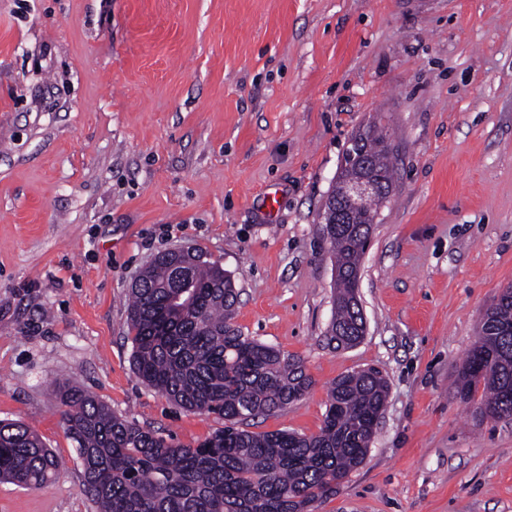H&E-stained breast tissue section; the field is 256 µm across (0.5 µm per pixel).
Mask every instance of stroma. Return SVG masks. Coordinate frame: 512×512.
<instances>
[{
    "instance_id": "stroma-1",
    "label": "stroma",
    "mask_w": 512,
    "mask_h": 512,
    "mask_svg": "<svg viewBox=\"0 0 512 512\" xmlns=\"http://www.w3.org/2000/svg\"><path fill=\"white\" fill-rule=\"evenodd\" d=\"M376 121L397 191L360 269L366 335L335 349L320 208ZM181 246L314 381L250 431L318 434L340 375L385 376L364 463L314 512H512V420L455 391L512 285V0H0V420L60 463L0 482V512H96L55 384L177 445L223 427L131 366L129 289Z\"/></svg>"
}]
</instances>
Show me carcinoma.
Returning a JSON list of instances; mask_svg holds the SVG:
<instances>
[{
  "label": "carcinoma",
  "instance_id": "1",
  "mask_svg": "<svg viewBox=\"0 0 512 512\" xmlns=\"http://www.w3.org/2000/svg\"><path fill=\"white\" fill-rule=\"evenodd\" d=\"M361 150L393 179V150L369 126ZM387 199L365 201L352 224H329L322 239L337 269L330 341L351 347L364 335L353 303L370 238L369 216ZM130 289L127 335L132 365L149 387L187 411L217 414L224 428L196 446H175L130 423L79 387L61 393L66 434L83 464V491L98 512H306L336 492L366 459L388 395L375 368L340 376L316 435L240 428L300 400L312 387L303 360L246 336L233 324L238 291L224 269L190 256L157 254ZM512 287L487 309L462 365L457 395H483L475 418L512 419ZM59 464L23 422L0 421V481L40 487Z\"/></svg>",
  "mask_w": 512,
  "mask_h": 512
}]
</instances>
